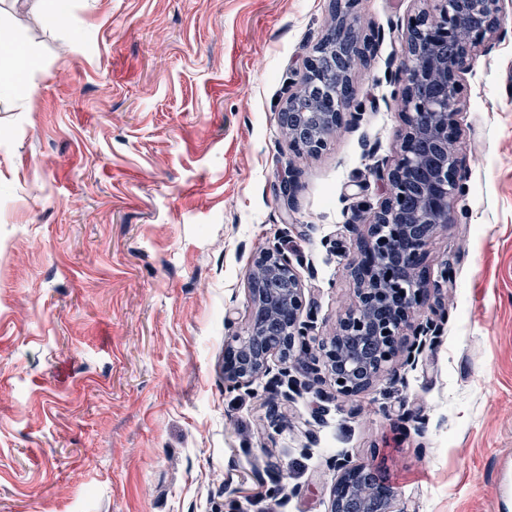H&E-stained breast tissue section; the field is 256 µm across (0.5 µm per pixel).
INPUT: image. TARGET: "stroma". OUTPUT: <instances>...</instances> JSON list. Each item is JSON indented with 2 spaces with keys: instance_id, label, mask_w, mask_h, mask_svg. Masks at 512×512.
I'll return each instance as SVG.
<instances>
[{
  "instance_id": "35a3bbf8",
  "label": "stroma",
  "mask_w": 512,
  "mask_h": 512,
  "mask_svg": "<svg viewBox=\"0 0 512 512\" xmlns=\"http://www.w3.org/2000/svg\"><path fill=\"white\" fill-rule=\"evenodd\" d=\"M419 7L360 0L348 123L309 156L278 114L333 0H74L39 34L22 0L0 13L40 60L0 100V512H326L343 453L410 512H512V7L462 80L465 190L426 261L438 345L355 398L224 386L254 254L285 244L316 336L351 304Z\"/></svg>"
}]
</instances>
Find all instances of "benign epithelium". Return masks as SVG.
Wrapping results in <instances>:
<instances>
[{"label":"benign epithelium","instance_id":"7a95c632","mask_svg":"<svg viewBox=\"0 0 512 512\" xmlns=\"http://www.w3.org/2000/svg\"><path fill=\"white\" fill-rule=\"evenodd\" d=\"M423 6L408 21L409 44L401 68L405 130L395 166L379 175L390 186L387 197L367 225L360 257L349 267L356 284L355 302L333 335L317 340L304 284L275 243L254 255L246 272L251 301L245 331L233 330L231 317L224 348V384L233 391H249L270 373L269 360L279 357L283 367L271 384L286 386L288 399L302 390L323 392L329 384L336 396L352 398L374 388L394 366L413 369L426 349L435 345L448 319L444 310L417 321L428 300L424 263L438 231L456 221L455 203L463 193L461 161L455 148V115L463 76L471 71L474 48L498 33L505 0H421ZM359 0H335L340 22L322 40L339 50L360 41L356 9ZM456 44L448 55L421 51L424 46ZM318 54L305 61L301 86L288 94L279 122L292 150L316 155L347 123L353 100L347 97L348 71L336 72V84L312 102L313 118L293 111V105L314 84L320 72ZM318 353L311 354V344ZM305 376L300 380L292 375ZM336 470L326 512H409L397 493L385 484L370 462L347 454L336 456Z\"/></svg>","mask_w":512,"mask_h":512}]
</instances>
